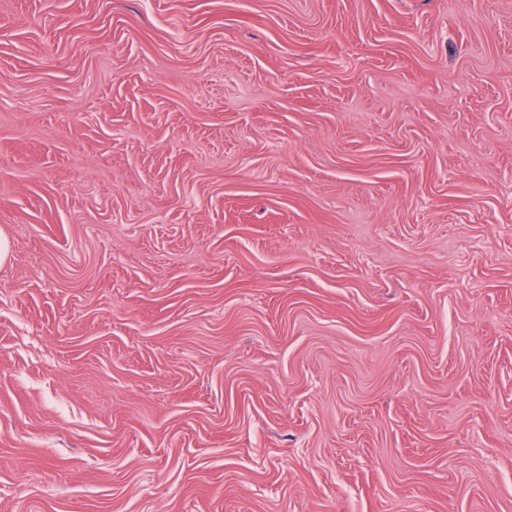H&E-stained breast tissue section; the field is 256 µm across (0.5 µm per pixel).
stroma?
Returning a JSON list of instances; mask_svg holds the SVG:
<instances>
[{"label": "stroma", "mask_w": 512, "mask_h": 512, "mask_svg": "<svg viewBox=\"0 0 512 512\" xmlns=\"http://www.w3.org/2000/svg\"><path fill=\"white\" fill-rule=\"evenodd\" d=\"M0 512H512V0H0Z\"/></svg>", "instance_id": "obj_1"}]
</instances>
